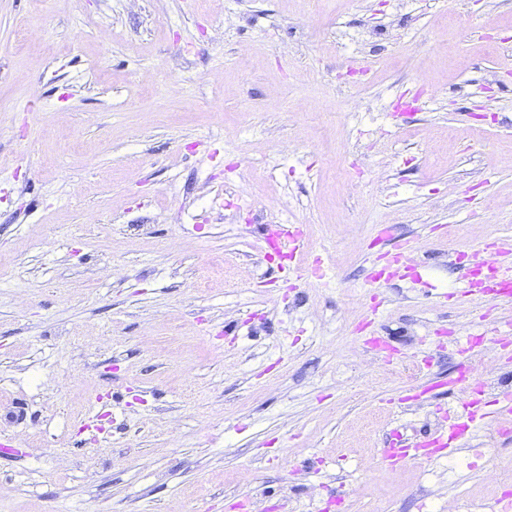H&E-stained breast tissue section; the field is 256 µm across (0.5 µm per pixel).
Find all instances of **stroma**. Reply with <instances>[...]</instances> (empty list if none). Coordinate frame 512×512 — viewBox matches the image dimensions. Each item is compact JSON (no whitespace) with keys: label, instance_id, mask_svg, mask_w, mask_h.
Instances as JSON below:
<instances>
[{"label":"stroma","instance_id":"35a3bbf8","mask_svg":"<svg viewBox=\"0 0 512 512\" xmlns=\"http://www.w3.org/2000/svg\"><path fill=\"white\" fill-rule=\"evenodd\" d=\"M402 237L415 269L371 281ZM500 237L512 0H0V512L493 499L494 421L449 458L380 450L444 428L467 337L497 363L512 300L462 283Z\"/></svg>","mask_w":512,"mask_h":512}]
</instances>
